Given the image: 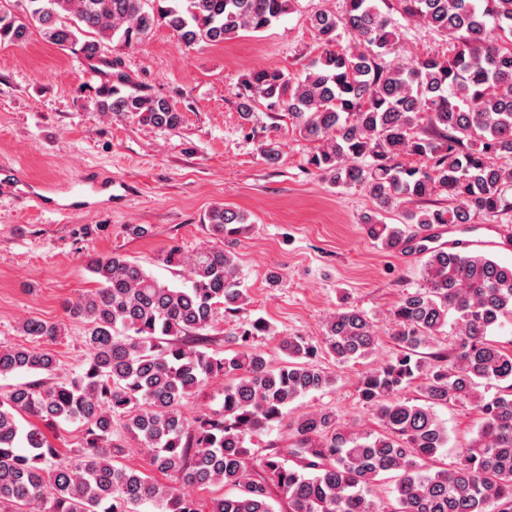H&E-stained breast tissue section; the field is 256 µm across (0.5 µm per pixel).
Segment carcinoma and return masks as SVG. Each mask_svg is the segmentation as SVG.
<instances>
[{"label": "carcinoma", "mask_w": 512, "mask_h": 512, "mask_svg": "<svg viewBox=\"0 0 512 512\" xmlns=\"http://www.w3.org/2000/svg\"><path fill=\"white\" fill-rule=\"evenodd\" d=\"M10 2L0 0L1 44L23 43L35 27L90 68H109L98 90L101 112L175 130L182 113L163 98L124 90L125 75L110 73L119 59L104 56V47L132 48L161 26L188 47L218 44L268 29L294 0H25L22 16ZM397 2L405 20L443 36L448 52L411 64L387 61L399 56L401 25L374 0H346L341 14H309L323 52L303 73L254 70L242 80L238 103L245 122L261 104L284 113L292 133L314 145L309 165L331 185L360 188L375 200L361 232L388 252L414 249L424 258L422 287L393 309L400 353L358 381L359 398L382 431L356 430L330 410H288L335 383L314 364L318 354L348 363L376 350L373 325L355 308L332 313L319 345L280 339L285 359L277 366L252 348L254 337L274 335L263 318L241 328L233 356L201 349L220 312L248 300L236 257L224 250V242L249 232L248 216L220 204L205 215L211 243L162 253L163 263L187 271L181 286L127 256L89 259L96 287L65 307L87 324L81 373L21 384L0 401V503H17L20 512H140L145 503L161 512H202L185 489L221 485L239 495L214 500L210 512H275L274 489L287 512H512V350L490 339L512 324V265L428 244L440 226L512 210V167L492 162L512 156V0ZM344 36L351 47L338 51ZM281 145L278 138L261 145L268 163H277ZM405 156L426 165L409 166ZM440 192L453 207L410 211L405 224L381 219L396 203ZM450 317L456 340L421 354ZM21 331L39 343L62 328L33 317ZM55 367V355L41 348L0 349V375H51ZM213 378L224 379L221 408L188 419L184 400ZM492 382L499 383L493 396L478 392ZM411 386L420 393L414 403L400 397ZM465 400L481 415L480 430L452 468L436 470L448 445L436 407ZM22 414L78 422L85 443L59 463L44 433L19 423ZM117 416L173 485L117 464L125 451L112 439ZM274 427L286 429L290 443L260 459L258 477L248 443ZM384 475L394 481L391 501L377 492Z\"/></svg>", "instance_id": "carcinoma-1"}]
</instances>
